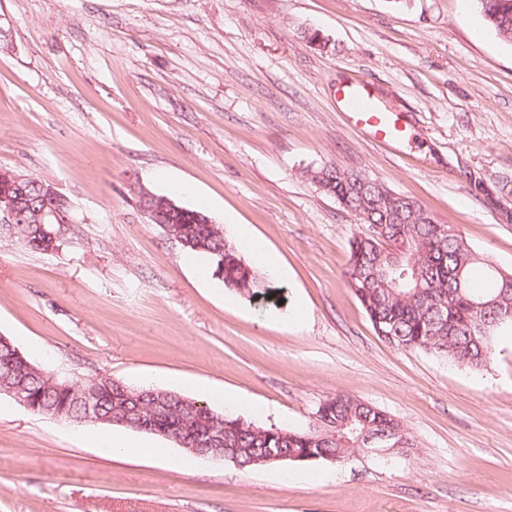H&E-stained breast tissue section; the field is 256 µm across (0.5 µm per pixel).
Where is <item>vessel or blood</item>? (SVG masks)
Here are the masks:
<instances>
[{
	"mask_svg": "<svg viewBox=\"0 0 512 512\" xmlns=\"http://www.w3.org/2000/svg\"><path fill=\"white\" fill-rule=\"evenodd\" d=\"M336 101L349 122L373 139L393 146L405 138V123L373 94L366 83L343 84L336 92Z\"/></svg>",
	"mask_w": 512,
	"mask_h": 512,
	"instance_id": "vessel-or-blood-1",
	"label": "vessel or blood"
}]
</instances>
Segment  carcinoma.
<instances>
[{
    "label": "carcinoma",
    "instance_id": "cac0c4a2",
    "mask_svg": "<svg viewBox=\"0 0 512 512\" xmlns=\"http://www.w3.org/2000/svg\"><path fill=\"white\" fill-rule=\"evenodd\" d=\"M488 27L512 42V0L488 6L477 0ZM317 189L360 217L367 230L350 241L348 285L360 300L375 333L400 349H419L448 359L455 365L481 368L491 359L493 336L512 325V271L486 263L450 224L432 222L421 205L392 196V191L366 175L330 165L309 172ZM416 210H411V207ZM208 214L186 209L165 218L168 224L187 225L191 244L186 255L206 258L224 288L261 304L279 305L281 290L271 276L241 256L237 246L195 217ZM49 227L24 224L15 241L43 253L51 247ZM485 265L486 287H475L471 272ZM16 346L0 336V388L19 386L29 411L61 421L84 425L87 406L101 417L129 412L150 429L181 432L189 438L205 434L224 423V447L245 464L259 459L266 448H280L299 462H340L361 448L360 437L382 432L398 439L405 430L398 420L355 397L338 394L320 403L314 424L306 430L260 426L206 405H185L184 395L172 391L167 412H149L151 389H141L138 403H125L112 395V378L100 377L81 386H65L28 357L4 358Z\"/></svg>",
    "mask_w": 512,
    "mask_h": 512
}]
</instances>
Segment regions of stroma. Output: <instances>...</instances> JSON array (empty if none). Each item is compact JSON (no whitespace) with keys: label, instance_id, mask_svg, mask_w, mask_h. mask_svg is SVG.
<instances>
[{"label":"stroma","instance_id":"1","mask_svg":"<svg viewBox=\"0 0 512 512\" xmlns=\"http://www.w3.org/2000/svg\"><path fill=\"white\" fill-rule=\"evenodd\" d=\"M0 168L64 195L54 250L0 238V336L45 371L175 390L305 429L338 393L408 452L179 470L85 446L0 395V512H512V326L471 369L383 342L346 282L363 225L310 170H356L512 270V43L475 0H0ZM319 31V50L301 29ZM354 78L400 113L389 147L336 102ZM183 191H176V184ZM274 253L259 310L148 223L139 189Z\"/></svg>","mask_w":512,"mask_h":512}]
</instances>
